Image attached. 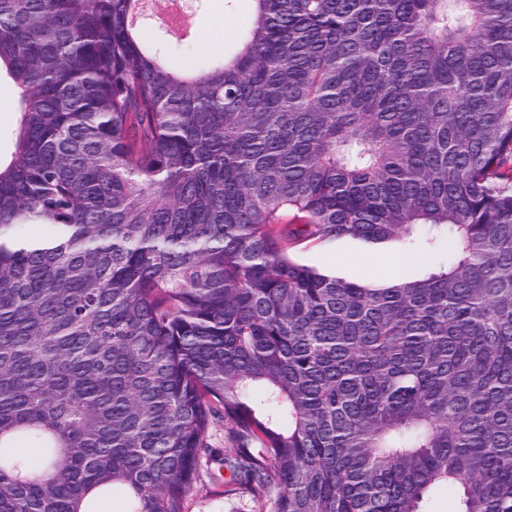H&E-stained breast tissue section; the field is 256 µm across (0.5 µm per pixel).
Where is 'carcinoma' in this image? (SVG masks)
<instances>
[{
    "label": "carcinoma",
    "mask_w": 512,
    "mask_h": 512,
    "mask_svg": "<svg viewBox=\"0 0 512 512\" xmlns=\"http://www.w3.org/2000/svg\"><path fill=\"white\" fill-rule=\"evenodd\" d=\"M131 2L0 0V512H184L217 422L274 512H512V0H253L193 75ZM5 100H10V111L8 107L1 106L0 157L2 163L6 164L12 158L14 151L15 130L19 117V96L11 79L2 71L0 76V104ZM397 250L393 244L370 248L352 240L312 241L296 247L292 254L305 264L331 270L348 281L378 285L388 277L382 258L389 253L395 252L390 261L396 272L416 263L415 256Z\"/></svg>",
    "instance_id": "obj_1"
}]
</instances>
